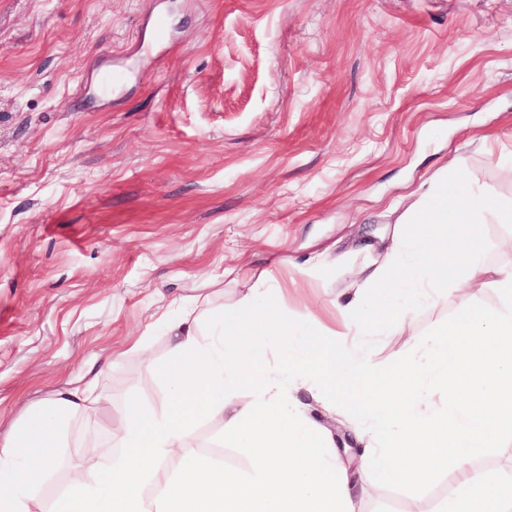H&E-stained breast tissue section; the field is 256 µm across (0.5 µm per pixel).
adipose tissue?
Wrapping results in <instances>:
<instances>
[{
	"instance_id": "1",
	"label": "adipose tissue",
	"mask_w": 512,
	"mask_h": 512,
	"mask_svg": "<svg viewBox=\"0 0 512 512\" xmlns=\"http://www.w3.org/2000/svg\"><path fill=\"white\" fill-rule=\"evenodd\" d=\"M408 211L421 214L420 229L376 244L384 261L360 271L358 292L378 296L367 307L357 298L337 303L341 332L292 327L281 306L257 307L271 293L261 282L228 311L211 310L201 295L158 307L169 360L146 368L162 370L168 400L158 410L130 400L50 512H356L375 488L425 483L442 470L457 487L437 512H512V483L473 467L512 429V265H485L472 233L491 220L511 224L512 202L480 180L452 182L440 171ZM451 280L467 284L470 298L448 326L394 368L374 363L361 346L374 326L386 317L410 329L421 301ZM488 287L508 306L480 303ZM97 384L75 379L0 440V512H31L63 429L94 414ZM300 384L331 404L354 399L366 442L349 464L295 399ZM209 415L249 449L248 476L193 451L194 426Z\"/></svg>"
}]
</instances>
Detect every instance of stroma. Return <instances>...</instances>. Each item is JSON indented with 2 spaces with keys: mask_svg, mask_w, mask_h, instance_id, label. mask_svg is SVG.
Returning <instances> with one entry per match:
<instances>
[{
  "mask_svg": "<svg viewBox=\"0 0 512 512\" xmlns=\"http://www.w3.org/2000/svg\"><path fill=\"white\" fill-rule=\"evenodd\" d=\"M107 75L121 85L105 95ZM441 169L512 200V0H0V437L115 354L104 414L161 407L164 379L126 351L144 335L166 361L160 300L230 308L267 280L290 324L331 325L378 258L358 238L410 232L406 198ZM475 233L487 265L512 263V223ZM320 255L329 270L308 278ZM460 300L439 289L410 336L381 324L373 361L398 364ZM299 397L332 433L360 431L349 407ZM97 436L72 424L35 512ZM195 437L248 475L221 419ZM454 486H384L358 512H436Z\"/></svg>",
  "mask_w": 512,
  "mask_h": 512,
  "instance_id": "1",
  "label": "stroma"
}]
</instances>
